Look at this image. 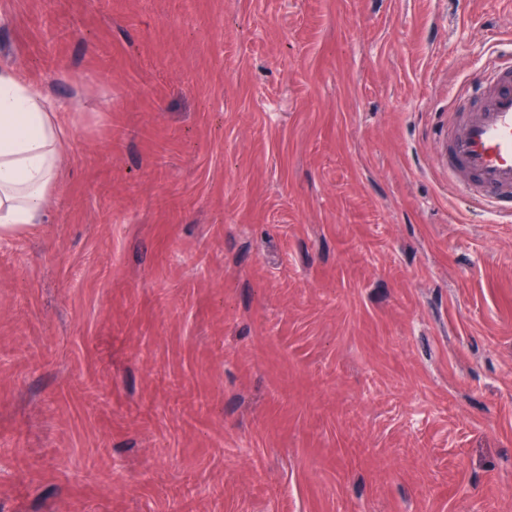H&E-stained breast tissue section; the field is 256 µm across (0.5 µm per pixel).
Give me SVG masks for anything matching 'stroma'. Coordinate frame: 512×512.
<instances>
[{
	"mask_svg": "<svg viewBox=\"0 0 512 512\" xmlns=\"http://www.w3.org/2000/svg\"><path fill=\"white\" fill-rule=\"evenodd\" d=\"M512 0H0L73 109L0 240V512H512V223L457 196Z\"/></svg>",
	"mask_w": 512,
	"mask_h": 512,
	"instance_id": "obj_1",
	"label": "stroma"
}]
</instances>
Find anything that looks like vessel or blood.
Masks as SVG:
<instances>
[{"label":"vessel or blood","mask_w":512,"mask_h":512,"mask_svg":"<svg viewBox=\"0 0 512 512\" xmlns=\"http://www.w3.org/2000/svg\"><path fill=\"white\" fill-rule=\"evenodd\" d=\"M469 107L452 112L444 156L455 191L512 218V63L462 88Z\"/></svg>","instance_id":"obj_1"}]
</instances>
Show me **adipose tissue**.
<instances>
[{"instance_id": "1", "label": "adipose tissue", "mask_w": 512, "mask_h": 512, "mask_svg": "<svg viewBox=\"0 0 512 512\" xmlns=\"http://www.w3.org/2000/svg\"><path fill=\"white\" fill-rule=\"evenodd\" d=\"M64 107L0 70V239L43 223L57 184Z\"/></svg>"}]
</instances>
